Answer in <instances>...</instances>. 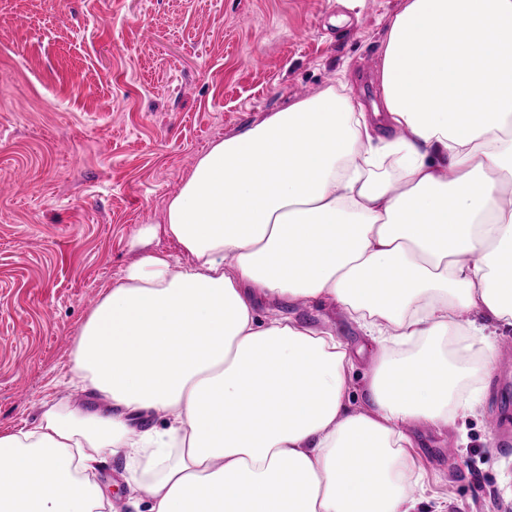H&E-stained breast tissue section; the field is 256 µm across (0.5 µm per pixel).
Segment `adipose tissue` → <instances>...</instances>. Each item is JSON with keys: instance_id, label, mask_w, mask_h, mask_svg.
<instances>
[{"instance_id": "adipose-tissue-1", "label": "adipose tissue", "mask_w": 512, "mask_h": 512, "mask_svg": "<svg viewBox=\"0 0 512 512\" xmlns=\"http://www.w3.org/2000/svg\"><path fill=\"white\" fill-rule=\"evenodd\" d=\"M380 88L373 114L332 86L198 157L164 212L183 259L128 266L76 345L105 414L1 432L0 512H97L116 454L147 512H418L410 426L467 413L485 323L512 327V0H404ZM287 300L373 337L364 406L331 331L259 316Z\"/></svg>"}]
</instances>
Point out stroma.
<instances>
[{"label": "stroma", "instance_id": "stroma-1", "mask_svg": "<svg viewBox=\"0 0 512 512\" xmlns=\"http://www.w3.org/2000/svg\"><path fill=\"white\" fill-rule=\"evenodd\" d=\"M402 0H0V431L49 408L95 413L73 351L90 312L142 256L181 257L168 198L216 140L342 83L380 99L388 25ZM282 313L332 328L354 353L360 400L375 344L343 312ZM498 362L465 380L474 408L414 427L420 512H512V328ZM458 449L451 457L450 449ZM122 456L95 481L102 512H136Z\"/></svg>", "mask_w": 512, "mask_h": 512}]
</instances>
